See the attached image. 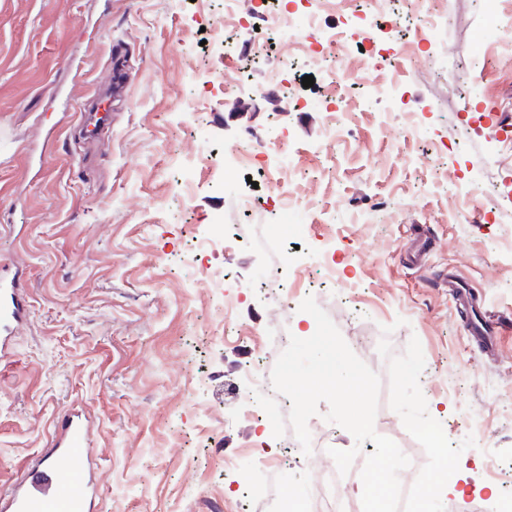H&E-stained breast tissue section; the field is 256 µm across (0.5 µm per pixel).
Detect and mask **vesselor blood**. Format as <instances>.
<instances>
[{"mask_svg": "<svg viewBox=\"0 0 512 512\" xmlns=\"http://www.w3.org/2000/svg\"><path fill=\"white\" fill-rule=\"evenodd\" d=\"M19 276L0 277V357L27 316ZM93 420L80 409L59 415L42 454L0 495V512H94L100 497L92 454Z\"/></svg>", "mask_w": 512, "mask_h": 512, "instance_id": "1", "label": "vessel or blood"}]
</instances>
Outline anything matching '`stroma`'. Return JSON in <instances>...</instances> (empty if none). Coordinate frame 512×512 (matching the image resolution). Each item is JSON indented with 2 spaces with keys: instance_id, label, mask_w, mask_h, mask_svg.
Segmentation results:
<instances>
[{
  "instance_id": "1",
  "label": "stroma",
  "mask_w": 512,
  "mask_h": 512,
  "mask_svg": "<svg viewBox=\"0 0 512 512\" xmlns=\"http://www.w3.org/2000/svg\"><path fill=\"white\" fill-rule=\"evenodd\" d=\"M266 11L317 12L296 34L290 90L306 107L257 93L277 57L269 41L252 62L249 33L224 0H0V268L21 272L30 311L0 359V490L45 448L55 417L80 406L95 418L100 512H242L236 489L273 446L270 422L244 425V372L273 367L285 334L314 318V298L354 352L388 383L376 344L402 354L418 338L420 388L452 444L473 437L443 491L495 512L512 490V332L493 346L467 335L448 289L459 280L489 319L512 321V53L481 0H438L435 26L417 0H265ZM398 65L368 68L347 48L349 79L328 83L305 49L351 28L361 12ZM117 65H109L110 50ZM120 75L112 129L85 140L78 127L95 89ZM315 83L303 87V77ZM401 84L402 109L365 100V83ZM192 111H185V104ZM282 145L278 168L225 166L249 143ZM305 210L269 245L271 183ZM251 194V216L234 198ZM238 227L245 244L184 265L193 238ZM217 260L244 301L228 323L213 316L220 289L202 279ZM336 268L325 280L322 260ZM391 335H383V327ZM374 428L416 461L427 457L388 398ZM328 456L298 465L288 453L264 475L283 512Z\"/></svg>"
}]
</instances>
